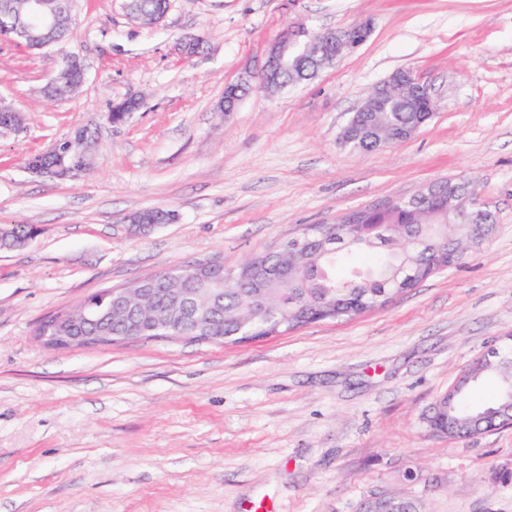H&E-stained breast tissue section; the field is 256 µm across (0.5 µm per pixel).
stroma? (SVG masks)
I'll list each match as a JSON object with an SVG mask.
<instances>
[{
    "label": "stroma",
    "instance_id": "35a3bbf8",
    "mask_svg": "<svg viewBox=\"0 0 512 512\" xmlns=\"http://www.w3.org/2000/svg\"><path fill=\"white\" fill-rule=\"evenodd\" d=\"M62 45L0 37V512H360L376 494L420 512H512V427L453 439L424 415L512 336V0H169L131 20L122 0H74ZM370 20L367 41L315 79L235 112L225 84L289 23ZM204 41L179 54L180 39ZM87 65L67 99L43 89L65 55ZM427 84L433 118L386 151L339 141L394 71ZM141 108L112 123L114 103ZM85 131L89 164L36 177L27 159ZM448 177L475 179L490 238L351 320L244 342L128 340L50 348L41 319L176 266L225 270L305 224ZM176 218L128 229L148 208Z\"/></svg>",
    "mask_w": 512,
    "mask_h": 512
}]
</instances>
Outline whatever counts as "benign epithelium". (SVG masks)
Segmentation results:
<instances>
[{"label":"benign epithelium","mask_w":512,"mask_h":512,"mask_svg":"<svg viewBox=\"0 0 512 512\" xmlns=\"http://www.w3.org/2000/svg\"><path fill=\"white\" fill-rule=\"evenodd\" d=\"M49 5L46 0H25V12L16 13L12 19L10 33L14 40L33 34L38 20L43 26L55 27L59 21L71 15V0H53ZM371 32L370 22L358 21L341 28L311 30L299 23H292L277 35L269 44L263 62L255 71L247 70L233 83L224 86L223 110L230 113L236 110L240 101L237 94L243 89L254 86L267 94L282 90L279 77L286 71L303 66L306 63L333 65L348 52L362 45ZM405 104L411 111L417 113L416 127L397 136L391 134V128L381 120L380 115L389 112L394 107ZM357 111L367 113L365 123L367 138L385 150L392 143L406 141L415 133L416 128L428 122L434 115L435 102L430 88L418 81L411 71L400 69L387 79L372 87ZM0 112L5 115L0 122V132L7 133L18 130L23 123V115L9 106L0 104ZM86 133L79 131L74 138L64 145L49 152L34 155L27 161V169L37 176L65 178L86 166L84 144ZM395 207L412 209V212L425 217V224L434 223L433 215L445 216L442 225H447L458 231L468 228L464 220L484 223V227L492 229L489 224L490 216L486 205L480 201L479 193L472 190L462 191L459 184L450 180L433 181L424 185L410 197L392 199L382 205L375 206L377 210H390ZM369 240L382 247L396 238L398 225L372 224ZM315 234L311 225H305L302 231L288 238V252H307L306 239ZM455 253H447V259L422 266L414 259V251L410 246L403 249V260L394 273L396 287L407 290L436 272L455 265ZM253 262L248 260L236 269L224 273V284L243 282L252 277ZM176 300L184 305L195 326L209 324L221 313V301L212 296L207 301L199 300L190 288H180ZM127 313L130 322L128 335L124 340L138 339L139 323L137 313L139 308L132 305L129 293L125 290L114 289L110 293L97 296L90 303L81 304L70 311V323L89 330L87 336H42L40 340L49 347H73L91 349L112 342L109 336V325L112 323V312ZM288 322V317L277 312L260 307L258 312L245 320L239 326L238 333L245 338L254 339L260 334L263 325L278 327Z\"/></svg>","instance_id":"7a95c632"}]
</instances>
